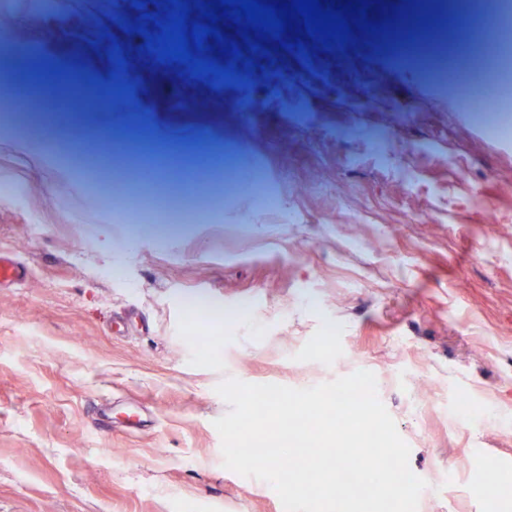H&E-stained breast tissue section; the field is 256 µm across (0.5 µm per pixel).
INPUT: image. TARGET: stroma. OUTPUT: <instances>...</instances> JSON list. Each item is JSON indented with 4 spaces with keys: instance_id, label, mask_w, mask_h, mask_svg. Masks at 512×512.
Instances as JSON below:
<instances>
[{
    "instance_id": "obj_1",
    "label": "stroma",
    "mask_w": 512,
    "mask_h": 512,
    "mask_svg": "<svg viewBox=\"0 0 512 512\" xmlns=\"http://www.w3.org/2000/svg\"><path fill=\"white\" fill-rule=\"evenodd\" d=\"M147 0H0V97L56 74L104 89L113 46L133 90L118 112L69 118L26 101L0 140V251L29 272L0 286V512H284L274 489L223 465L213 422L229 377L306 388L360 370L423 478L418 512H512V134L450 100L495 54L497 12L454 62L399 48L282 49L278 80L183 73L127 33ZM97 24L87 27L84 19ZM80 149L109 171L192 172L235 192L219 224L159 234L93 206ZM323 178L309 182L312 170ZM385 238L383 250L365 240ZM247 314L211 344L188 336V295Z\"/></svg>"
}]
</instances>
